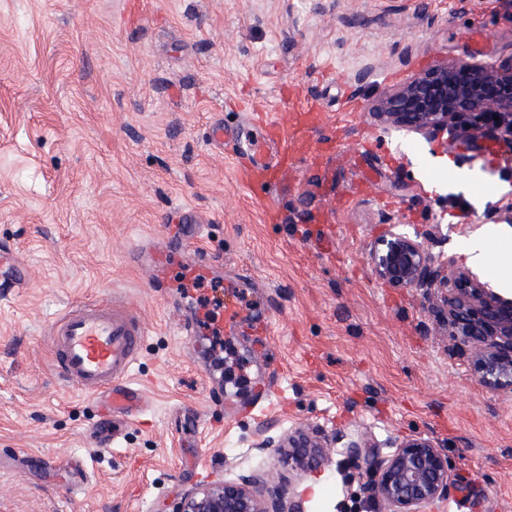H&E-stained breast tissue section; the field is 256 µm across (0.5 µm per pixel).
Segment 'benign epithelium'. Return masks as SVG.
<instances>
[{"label":"benign epithelium","mask_w":512,"mask_h":512,"mask_svg":"<svg viewBox=\"0 0 512 512\" xmlns=\"http://www.w3.org/2000/svg\"><path fill=\"white\" fill-rule=\"evenodd\" d=\"M512 60L500 64L459 62L439 66L407 81L378 104L376 116L399 129L425 136L448 134L449 140L479 138L490 132L512 143ZM494 114L499 120L483 122ZM375 278L390 288L445 290L436 317L447 322L459 343L471 350L483 384L512 392V298H506L454 261H438L423 242L391 232L370 250ZM331 441L300 431L276 445L262 439L254 448L263 452L278 446L283 463L304 472L328 461ZM361 473L364 489L380 512H421V508L448 495L453 478L448 457L423 436L403 441L382 456L370 441L359 438L346 447ZM174 512H304L301 501L280 495L262 496L257 481L198 486L183 494Z\"/></svg>","instance_id":"7a95c632"}]
</instances>
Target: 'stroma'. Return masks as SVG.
Returning a JSON list of instances; mask_svg holds the SVG:
<instances>
[{
    "label": "stroma",
    "instance_id": "1",
    "mask_svg": "<svg viewBox=\"0 0 512 512\" xmlns=\"http://www.w3.org/2000/svg\"><path fill=\"white\" fill-rule=\"evenodd\" d=\"M128 2L0 0V243L27 278L0 299V512H171L248 475L305 512H378L346 454L361 436L384 456L414 436L443 450L454 483L423 512H512V394L480 382L425 290L369 265L392 231L460 267L484 225L512 241V188L481 149L372 114L436 65L511 58L512 0ZM282 112L293 149L263 155L284 175L248 188L209 128ZM182 222L206 227L198 285ZM145 241L162 278L127 261ZM109 297L146 329L128 420L65 385L44 337L70 302ZM229 304L270 335L226 329ZM262 378L263 414H237ZM299 428L333 440L320 472L253 447Z\"/></svg>",
    "mask_w": 512,
    "mask_h": 512
}]
</instances>
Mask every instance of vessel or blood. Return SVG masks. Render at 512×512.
Wrapping results in <instances>:
<instances>
[{
  "instance_id": "1",
  "label": "vessel or blood",
  "mask_w": 512,
  "mask_h": 512,
  "mask_svg": "<svg viewBox=\"0 0 512 512\" xmlns=\"http://www.w3.org/2000/svg\"><path fill=\"white\" fill-rule=\"evenodd\" d=\"M145 335L137 320L111 301H81L51 319L46 341L57 375L84 392L105 398L107 413L131 416L143 397L129 372Z\"/></svg>"
}]
</instances>
